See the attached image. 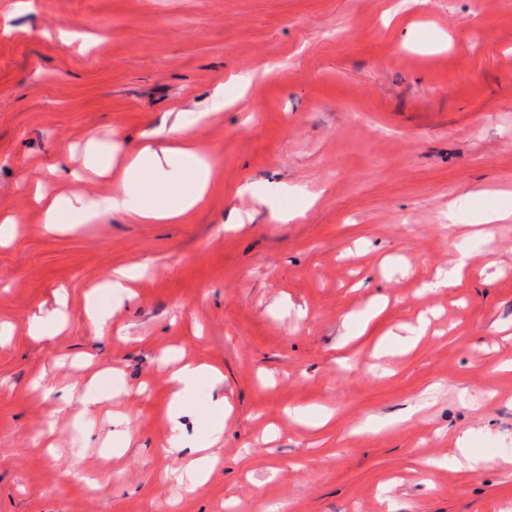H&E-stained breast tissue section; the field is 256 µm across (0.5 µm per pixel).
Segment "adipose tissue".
Listing matches in <instances>:
<instances>
[{"label":"adipose tissue","mask_w":512,"mask_h":512,"mask_svg":"<svg viewBox=\"0 0 512 512\" xmlns=\"http://www.w3.org/2000/svg\"><path fill=\"white\" fill-rule=\"evenodd\" d=\"M84 166L116 183V191L99 197L57 196L45 209L47 232L59 231L65 224H92L112 214L126 215L146 224L182 221L204 201L212 173L190 130L178 121L164 128L159 140L136 148L128 147L123 136H116L107 162L91 157ZM203 381L218 386L223 383L224 375L219 369L192 362L169 372L167 416L170 421L178 420L190 395ZM207 410L209 432L196 441L173 439L164 450L173 460L196 452L193 467L184 473L190 482L208 479L220 465L219 457L212 455L210 449L224 435L223 399L211 401Z\"/></svg>","instance_id":"1"}]
</instances>
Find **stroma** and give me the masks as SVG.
<instances>
[{
	"label": "stroma",
	"instance_id": "35a3bbf8",
	"mask_svg": "<svg viewBox=\"0 0 512 512\" xmlns=\"http://www.w3.org/2000/svg\"><path fill=\"white\" fill-rule=\"evenodd\" d=\"M174 113L212 163L201 208L45 232L30 181L55 197V159ZM504 194L512 0H0V208L23 216L0 242V512H512V217L476 222ZM462 250L456 285L421 294ZM142 265L93 327L88 296L111 309L107 274ZM35 315L66 327L32 336ZM172 352L224 373L181 418L204 434V399L227 400L222 466L195 484L166 475ZM87 355L98 413L57 414ZM319 406L321 429L287 414Z\"/></svg>",
	"mask_w": 512,
	"mask_h": 512
}]
</instances>
